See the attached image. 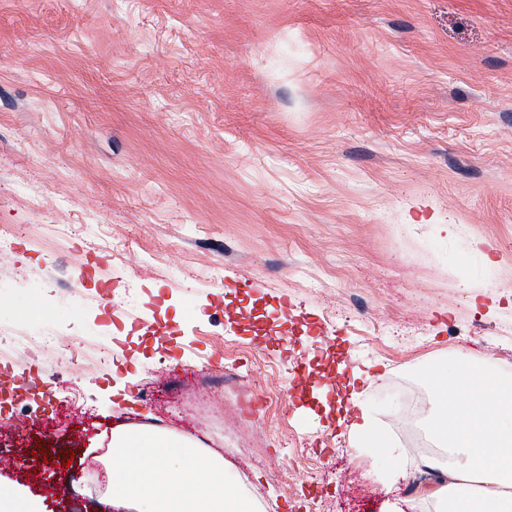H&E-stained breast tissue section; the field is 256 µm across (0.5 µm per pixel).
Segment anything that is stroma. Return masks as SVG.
<instances>
[{"label": "stroma", "mask_w": 512, "mask_h": 512, "mask_svg": "<svg viewBox=\"0 0 512 512\" xmlns=\"http://www.w3.org/2000/svg\"><path fill=\"white\" fill-rule=\"evenodd\" d=\"M0 237L1 490L113 512L87 485L149 423L259 512H437L338 420L376 364L411 473L425 372L512 371V0H0Z\"/></svg>", "instance_id": "35a3bbf8"}]
</instances>
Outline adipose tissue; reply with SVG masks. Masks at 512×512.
Listing matches in <instances>:
<instances>
[{
  "label": "adipose tissue",
  "mask_w": 512,
  "mask_h": 512,
  "mask_svg": "<svg viewBox=\"0 0 512 512\" xmlns=\"http://www.w3.org/2000/svg\"><path fill=\"white\" fill-rule=\"evenodd\" d=\"M437 405L431 435L448 455L440 490L442 512H512V372L461 353L453 371L429 370ZM457 398H449V388ZM349 427L357 447L388 460L377 472L388 487L404 468L401 450L376 423L370 406L354 399ZM109 503L114 512H258L255 500L230 477L221 454L200 441L149 425L113 429Z\"/></svg>",
  "instance_id": "ef3b65f1"
}]
</instances>
